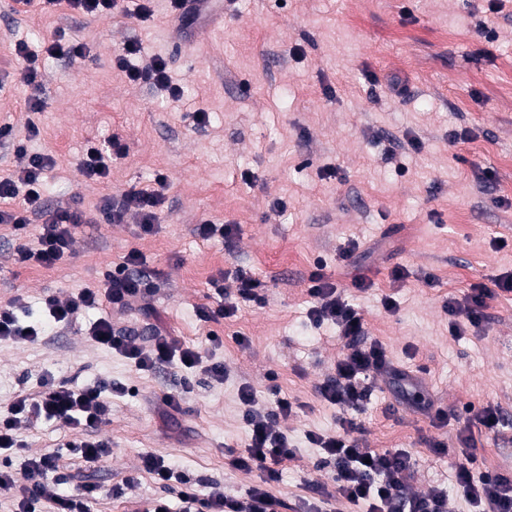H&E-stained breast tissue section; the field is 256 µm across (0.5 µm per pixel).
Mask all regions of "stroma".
<instances>
[{
	"label": "stroma",
	"mask_w": 512,
	"mask_h": 512,
	"mask_svg": "<svg viewBox=\"0 0 512 512\" xmlns=\"http://www.w3.org/2000/svg\"><path fill=\"white\" fill-rule=\"evenodd\" d=\"M140 2L119 0L114 16L91 17L38 2L17 14L13 0H0V125L10 124L28 152L54 157L47 205L92 212L104 194L168 177L155 235L138 237L130 223L84 226L72 256L53 268L13 261L20 243H34L38 224L22 237L0 227V304L23 296L20 320L45 327L35 341L0 343V411L46 373L127 390L113 397L110 419L96 432L112 445L104 467H86L67 449L81 434L56 421L21 426L25 447L11 454L13 467L61 452L49 480L62 494L96 484L91 512H145L156 496L176 499L142 468L145 452L190 483L216 482L245 496L258 475L232 468L226 451L246 442L238 389L247 383L258 407L277 395L301 405L281 422L295 454L267 490L279 512H304L314 484L334 488L330 470L318 466L320 449L306 440L311 431H335L337 417L316 392L340 348L336 326L309 319L307 278L320 265L359 309L368 336L396 366L416 372L420 401L456 415L433 427L379 378L359 415L369 446L408 451L417 494L449 481L469 435L478 471L512 473V293L495 288L512 274V94L500 89L512 62V0H223L224 24L202 45L174 34L168 0H150L145 21L135 15ZM61 31L87 42L92 56L80 65L47 59L45 108L28 112L13 45L23 39L39 53ZM133 39L143 58L167 59L181 99L113 70V53ZM391 79L407 86L406 98L391 95ZM200 107L209 114L203 124L192 119ZM31 121L39 128L33 138ZM453 129L466 140L450 144ZM114 134L127 155L113 160L109 184L86 181L85 145ZM204 219L236 230L201 238L194 228ZM134 249L158 286L149 302L116 316L98 306L74 329L48 323L47 296L98 287L102 272ZM396 267L404 273L398 281ZM235 268L264 283L265 302L201 321L198 307L223 302L212 280L224 277L234 293L224 273ZM358 277L366 289L355 288ZM479 285L493 291L484 322L452 335L444 301ZM388 296L396 301L391 312L383 307ZM147 304L181 342L224 362L223 383L191 370H137L85 333L106 316L115 327L143 330ZM211 332L219 345L208 341ZM169 393L182 394V414L165 413ZM490 404L501 414L495 435L476 432L472 417ZM433 439L447 443V458L433 454Z\"/></svg>",
	"instance_id": "35a3bbf8"
}]
</instances>
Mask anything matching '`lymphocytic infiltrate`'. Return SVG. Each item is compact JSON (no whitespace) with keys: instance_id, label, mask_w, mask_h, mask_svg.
Returning a JSON list of instances; mask_svg holds the SVG:
<instances>
[{"instance_id":"obj_1","label":"lymphocytic infiltrate","mask_w":512,"mask_h":512,"mask_svg":"<svg viewBox=\"0 0 512 512\" xmlns=\"http://www.w3.org/2000/svg\"><path fill=\"white\" fill-rule=\"evenodd\" d=\"M16 60L22 66L17 75L21 84L30 88L27 99L29 111H41L44 75L38 64L37 54L25 41L13 47ZM142 47L131 42L112 56V66L134 84L159 85L168 89L173 98H180L181 89L172 85L168 64L164 58L153 57L145 63L134 64ZM16 152L25 162L8 176H0V224L11 226L14 234L25 233L30 224L40 226L35 245L17 247L14 262L53 267L72 252L78 229L90 218L80 208H50L44 202V175L55 160L44 154H28L24 145H17ZM127 147L118 136H111L105 145L90 144L80 162V169L87 180L108 181L111 175L109 159L120 158ZM152 189L132 187L120 195L103 196L97 207L99 220L107 224H124L136 219L139 236L153 235L158 230L159 214L165 204L163 186L165 175L155 177ZM151 272L140 252H130L125 262L103 274V289L86 288L78 295L61 301L49 296L45 309L51 321L62 327L75 326L79 317L107 302L112 309L124 310L137 298L146 297V282ZM512 292V275L497 280L495 288H473L465 301L448 299L443 305L452 318V334H460L461 322L479 326L483 308L493 290ZM308 293L313 300L309 310L315 325L331 323L338 329L341 353L335 371L317 387L318 396L338 410L337 430L332 434L308 432L307 440L320 448L323 466L331 467L334 492H321L314 512H327L331 501H346L362 506L363 512H448V492L433 487L427 494L412 495L408 492L414 463L411 456L401 449H378L366 443V427L359 418L370 391V381L378 374L389 375L402 387H409L411 377L394 366L386 349L367 336L362 315L349 304L322 271L309 277ZM88 333L100 345L111 348L130 360L136 369L154 371L176 366L201 369L208 382H223L226 369L223 362L204 361L200 350L182 343L161 329H154L149 343H142L134 334L114 328L111 319L93 322ZM112 386L106 382L81 385L77 380H55L42 375L37 392L17 396L6 416H0V452L23 449L18 426L24 421L43 419L58 421L83 431V439L73 446L80 458L89 465L103 462L112 453L109 441L95 438L94 433L104 423L110 411L105 398ZM239 402L243 409L249 438L242 452L232 453L230 464L234 469L258 472L259 480L253 484L245 498L227 494L220 485L209 486L199 492L193 485L180 491V512H275L276 502L267 487L279 481L282 460L293 456L287 434L280 421L295 413L294 402L275 398L271 406L257 409L254 392L249 384L239 388ZM474 455H467L465 464L454 473V486L461 496L478 512H512V475L476 472ZM59 456L44 454L28 459L19 469L11 465L0 467V494L11 495L16 512H37V504L44 499L54 501L57 512H90V503L96 489L83 487L76 494H60L49 486L46 478L58 467Z\"/></svg>"}]
</instances>
